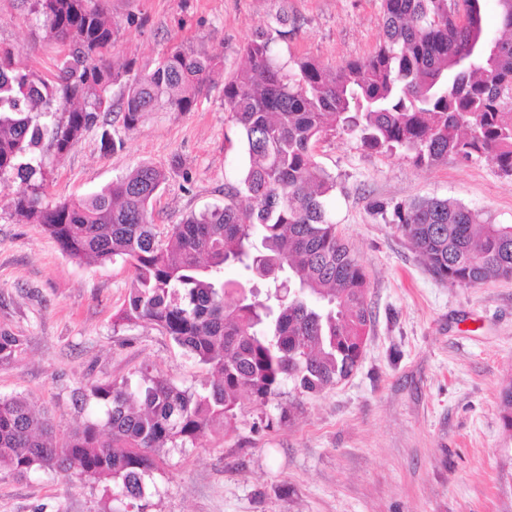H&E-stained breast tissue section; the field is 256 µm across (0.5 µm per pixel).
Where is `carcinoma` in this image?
Returning a JSON list of instances; mask_svg holds the SVG:
<instances>
[{
	"instance_id": "carcinoma-1",
	"label": "carcinoma",
	"mask_w": 512,
	"mask_h": 512,
	"mask_svg": "<svg viewBox=\"0 0 512 512\" xmlns=\"http://www.w3.org/2000/svg\"><path fill=\"white\" fill-rule=\"evenodd\" d=\"M491 1L496 35L486 26ZM468 2L463 17L454 0H381L376 48L332 75L311 57L283 56L295 29L279 15L244 43V67L226 76L223 52L184 44L137 72L117 56L118 24L97 0H31L61 57L46 77L0 46V177L27 185L13 199L15 214L42 225L73 260L130 263L135 277L120 320L163 332L216 379L206 394L160 374L134 387L93 384L103 422L62 443L26 398L0 396V463L20 477L110 480L123 505L110 512H142L160 449L230 422L241 395L264 405L287 382L304 394L348 377L370 330L368 277L329 215L336 183L313 150L341 132L371 151H407L418 166L486 157L512 177V0ZM464 56L459 79L455 62ZM220 78L248 159L239 179L224 184V206L160 231L152 205L168 172L149 162L86 197L43 202L42 118L61 113L52 140L62 158L112 114V85L124 84L119 113L135 130L150 112L192 111ZM394 217L440 279L472 287L512 277V226L438 198L399 205ZM226 265L247 279L224 281ZM23 351L22 337L0 329V365Z\"/></svg>"
}]
</instances>
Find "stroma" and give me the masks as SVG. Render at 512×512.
<instances>
[{
	"label": "stroma",
	"mask_w": 512,
	"mask_h": 512,
	"mask_svg": "<svg viewBox=\"0 0 512 512\" xmlns=\"http://www.w3.org/2000/svg\"><path fill=\"white\" fill-rule=\"evenodd\" d=\"M118 24L117 50L136 70L182 42L221 49L224 70L244 62L252 33L287 12L288 42L327 72L369 55L380 39L379 0H101ZM0 45L23 68L54 72L59 46L27 0H0ZM122 140L104 151L102 132ZM40 154L46 200L85 196L139 163L169 179L153 202L166 228L224 203L245 157L213 88L190 112L149 114L126 130L119 116L93 127L64 159L51 137ZM336 179L327 207L370 280L373 313L357 369L314 394L284 385L266 406L242 399L231 427L161 451L144 512H512V432L501 400L512 386V278L463 287L428 270L394 222V208L437 197L512 225V179L488 160L416 165L406 152L375 153L347 135L317 143ZM21 184L0 178V328L25 339L0 366V395H22L65 441L100 417L89 382L138 380L143 371L205 392L213 375L168 336L118 322L134 272L123 260L80 263L41 225L19 222ZM112 485L0 468V512H109Z\"/></svg>",
	"instance_id": "obj_1"
}]
</instances>
